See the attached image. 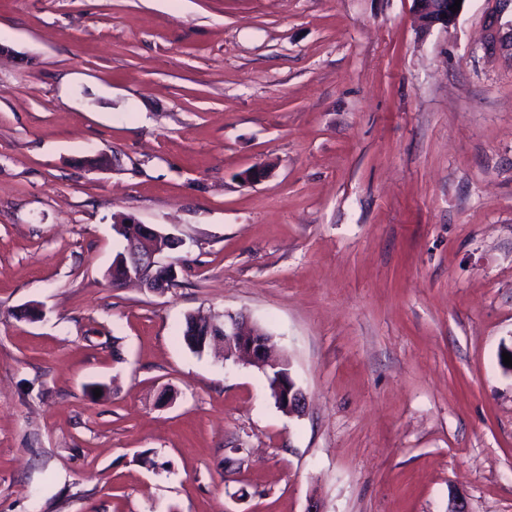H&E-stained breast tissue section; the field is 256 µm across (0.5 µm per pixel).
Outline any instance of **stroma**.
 Listing matches in <instances>:
<instances>
[{"mask_svg":"<svg viewBox=\"0 0 512 512\" xmlns=\"http://www.w3.org/2000/svg\"><path fill=\"white\" fill-rule=\"evenodd\" d=\"M510 23L0 0V512H512ZM122 215L175 286L106 279ZM198 311L267 329L304 413ZM278 379L275 376L268 377L269 390L273 391L274 387V399L281 408V410L289 416H299L303 413L306 399L295 381L290 379L288 373V384L281 385L279 382L275 385ZM275 385V386H274Z\"/></svg>","mask_w":512,"mask_h":512,"instance_id":"1","label":"stroma"}]
</instances>
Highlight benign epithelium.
I'll list each match as a JSON object with an SVG mask.
<instances>
[{"instance_id":"benign-epithelium-1","label":"benign epithelium","mask_w":512,"mask_h":512,"mask_svg":"<svg viewBox=\"0 0 512 512\" xmlns=\"http://www.w3.org/2000/svg\"><path fill=\"white\" fill-rule=\"evenodd\" d=\"M455 0H416L417 22L420 28L428 29L434 25H448L457 14L449 10ZM135 227L125 241L123 255L113 266L121 284H141L143 271L151 274V289H163L177 277L176 265L164 264L159 258L160 250L166 248L175 251L183 245L182 239L170 233L142 224L132 217H123L115 224L118 231H126L127 226ZM237 352L236 362L254 365L262 370L277 369L276 355L270 343L266 342L261 333L257 332L250 319L242 314H234L224 321V356ZM274 399L281 410L290 415L303 413L306 399L294 380L288 384L274 386Z\"/></svg>"}]
</instances>
